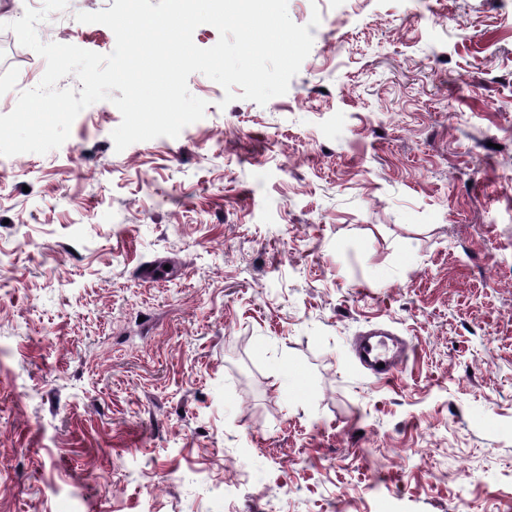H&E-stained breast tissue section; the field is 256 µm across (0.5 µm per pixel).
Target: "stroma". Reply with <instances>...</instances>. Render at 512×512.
Wrapping results in <instances>:
<instances>
[{"label":"stroma","instance_id":"stroma-1","mask_svg":"<svg viewBox=\"0 0 512 512\" xmlns=\"http://www.w3.org/2000/svg\"><path fill=\"white\" fill-rule=\"evenodd\" d=\"M315 12L266 105L195 73L178 137L101 101L0 169V512H512V0ZM45 69L0 47V115ZM372 338L364 336L359 342L356 349L358 360L376 377L390 378L394 376L406 349L405 341L396 338L390 344L384 339L374 341ZM380 363H384L383 368L377 367V364Z\"/></svg>","mask_w":512,"mask_h":512}]
</instances>
